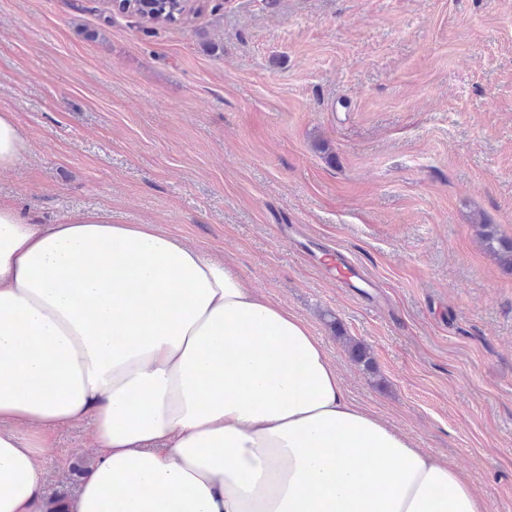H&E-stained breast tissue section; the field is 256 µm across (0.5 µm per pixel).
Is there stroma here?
<instances>
[{"label": "stroma", "instance_id": "obj_1", "mask_svg": "<svg viewBox=\"0 0 512 512\" xmlns=\"http://www.w3.org/2000/svg\"><path fill=\"white\" fill-rule=\"evenodd\" d=\"M194 3L153 25L0 0V113L27 143L0 199L224 259L306 322L352 400L512 512V270L474 231L512 237V0ZM306 237L374 287H338ZM52 438L46 495L74 497L89 428Z\"/></svg>", "mask_w": 512, "mask_h": 512}]
</instances>
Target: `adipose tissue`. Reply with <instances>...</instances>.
<instances>
[{
	"instance_id": "ef3b65f1",
	"label": "adipose tissue",
	"mask_w": 512,
	"mask_h": 512,
	"mask_svg": "<svg viewBox=\"0 0 512 512\" xmlns=\"http://www.w3.org/2000/svg\"><path fill=\"white\" fill-rule=\"evenodd\" d=\"M78 422L95 454L69 512H488L224 261L0 201V512H46L47 434Z\"/></svg>"
}]
</instances>
